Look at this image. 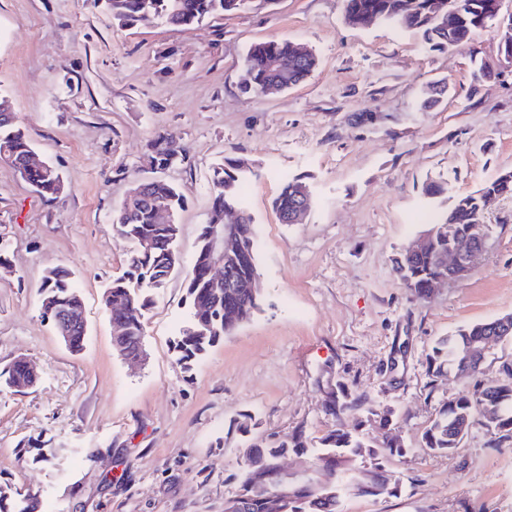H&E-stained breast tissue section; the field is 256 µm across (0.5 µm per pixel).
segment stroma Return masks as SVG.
I'll return each mask as SVG.
<instances>
[{
	"label": "stroma",
	"mask_w": 512,
	"mask_h": 512,
	"mask_svg": "<svg viewBox=\"0 0 512 512\" xmlns=\"http://www.w3.org/2000/svg\"><path fill=\"white\" fill-rule=\"evenodd\" d=\"M344 15L345 0H251L189 27L122 25L100 0H0V95L64 180L50 200L0 160V369L23 357L39 374L0 393L11 512L30 495L40 512H224L250 444L297 431L314 444L336 426L330 380L392 410L405 449L386 463L398 496L346 494L339 512H512V439L494 444L477 423L453 453L423 443L443 405L512 360V339L476 374L434 376L426 360L438 338L512 313V196L485 212L491 237L465 278L418 302L394 271L434 216L512 169V66L493 26L440 53L398 25ZM269 39L308 46L317 65L295 88L244 94L246 51ZM478 60L502 75L474 94ZM362 111L380 122L351 124ZM167 136L181 162L165 178L187 198L182 266L224 159L244 165L257 230L262 310L188 371L173 349L189 315L182 275L144 315L145 364L118 356L102 304L130 250L112 215ZM292 178L311 193L300 224L272 206ZM432 182L446 194L426 197ZM53 266L71 271L83 301L78 353L41 318Z\"/></svg>",
	"instance_id": "1"
}]
</instances>
